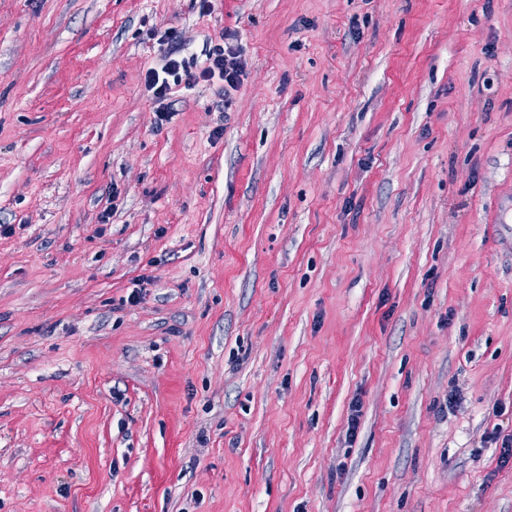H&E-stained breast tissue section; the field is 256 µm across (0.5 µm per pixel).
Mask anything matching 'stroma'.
Returning <instances> with one entry per match:
<instances>
[{"instance_id":"35a3bbf8","label":"stroma","mask_w":512,"mask_h":512,"mask_svg":"<svg viewBox=\"0 0 512 512\" xmlns=\"http://www.w3.org/2000/svg\"><path fill=\"white\" fill-rule=\"evenodd\" d=\"M507 435L512 0H0V512H512ZM235 40V35L226 31L219 40L214 43L211 41L205 50L203 64L199 68L194 59L190 61L181 56V46L171 45L160 70L150 68L146 71V88L162 104L175 87H188L200 81L224 82V93L228 88H236L245 71L246 61L242 49L237 43H233Z\"/></svg>"}]
</instances>
